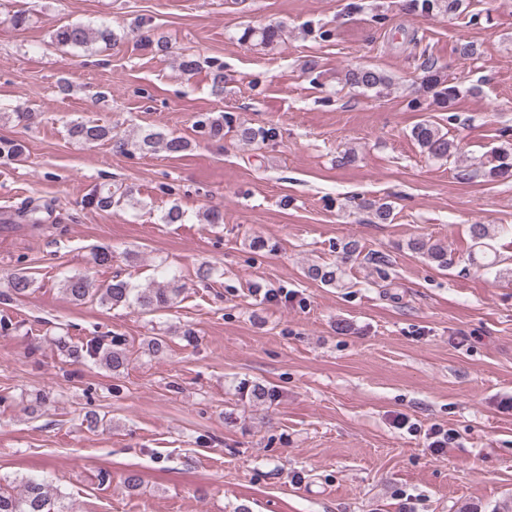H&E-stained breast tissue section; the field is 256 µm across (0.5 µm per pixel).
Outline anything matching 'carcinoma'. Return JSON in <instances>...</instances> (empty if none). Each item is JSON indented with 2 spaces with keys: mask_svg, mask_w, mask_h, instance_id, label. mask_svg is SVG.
Masks as SVG:
<instances>
[{
  "mask_svg": "<svg viewBox=\"0 0 512 512\" xmlns=\"http://www.w3.org/2000/svg\"><path fill=\"white\" fill-rule=\"evenodd\" d=\"M408 8L422 16L452 17L468 11L470 0H409ZM281 32V25L268 24L257 31L248 30L243 34V39L256 36L260 43L271 44L280 37ZM110 40L109 29H93L81 24L62 25L53 33V41L61 47L87 48L95 41L106 43ZM140 40L155 46L158 52L169 51L168 40L163 36H155L150 27L141 32ZM424 72L421 86L425 95L410 100L408 107L412 110H422L426 106L437 105L450 112L455 111L456 103L462 94L459 86L449 82L434 63L426 65ZM344 81L352 88L378 96L392 85L393 78L376 67L362 66L347 70ZM197 124L206 130L208 136L223 137V122L203 116L197 120ZM70 134L87 144L110 140L119 152L126 151L129 145L128 141L112 134L111 128L90 121L73 124ZM410 136L433 161L446 163L452 158H457L459 154V143L449 138L447 131L428 119L416 123L411 128ZM239 137L241 141L248 144L258 140L264 142L275 139L277 129L243 127L239 130ZM158 144L174 154L181 153L189 147V142L181 137H166L153 130L145 133L138 142L140 149L148 151ZM22 155L23 149L20 143L0 139V158L15 161ZM459 176L465 180L481 176L489 181L512 177V148H500L492 153L490 160L464 166V169L459 171ZM131 199V189L116 186L112 191H93L85 199V204L98 209H107L123 203L127 204ZM361 208L368 211L373 219L381 224L388 222L392 216V207L386 202L365 201L361 204ZM407 248L412 253L432 261L438 267H448V249L439 243H432L424 237H415L408 241ZM341 275L342 269L336 265H313L308 268L310 278L326 285L338 283ZM33 287L34 280L31 276L26 271L18 269L9 277L7 291L0 293V296L5 301L19 298L29 294ZM61 287L69 299L76 304L96 300L99 304L111 309L135 306L145 315L172 308L178 303L182 291V288L176 285L171 288L165 286L137 288L118 274L108 282L97 284L84 275H69L63 277ZM61 350L67 357L75 360L80 358L94 360L115 374L123 372L130 364L125 339L116 335L97 336L81 345H71L63 340ZM0 512H71V508L60 501V496L52 494L50 485L44 480L28 478L22 482L17 492L0 491Z\"/></svg>",
  "mask_w": 512,
  "mask_h": 512,
  "instance_id": "cac0c4a2",
  "label": "carcinoma"
}]
</instances>
